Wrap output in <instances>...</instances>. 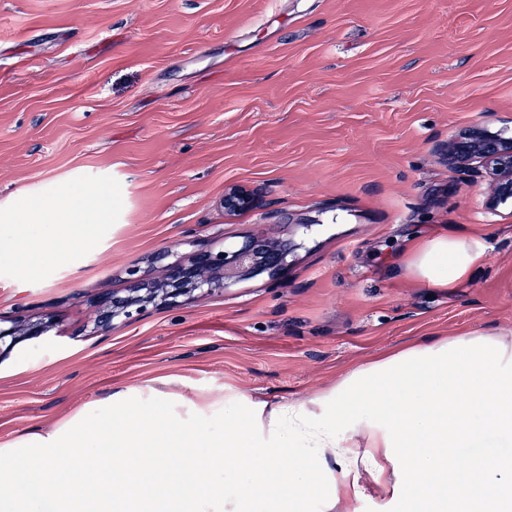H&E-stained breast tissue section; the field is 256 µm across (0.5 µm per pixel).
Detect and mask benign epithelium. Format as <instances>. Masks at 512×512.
I'll return each instance as SVG.
<instances>
[{
    "mask_svg": "<svg viewBox=\"0 0 512 512\" xmlns=\"http://www.w3.org/2000/svg\"><path fill=\"white\" fill-rule=\"evenodd\" d=\"M449 163L457 167L477 164L488 173L495 183V194L487 202V208L496 209L512 200V138L487 127L477 128L458 140L441 147ZM248 195L232 191L224 196V210L229 213L250 207ZM288 248L277 242L253 237L234 248L214 251L198 249L187 264L173 263L168 266L165 281H135V287L126 296L114 294L103 297L94 318V329L110 332L119 322H128L144 308L157 301L165 302L196 291L212 293L227 286L228 273L248 277L268 271L275 273L284 264ZM49 331L46 322H28L18 319L9 329H0V344L7 337L18 336L35 339Z\"/></svg>",
    "mask_w": 512,
    "mask_h": 512,
    "instance_id": "benign-epithelium-1",
    "label": "benign epithelium"
}]
</instances>
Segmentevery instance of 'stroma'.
<instances>
[{"label": "stroma", "mask_w": 512, "mask_h": 512, "mask_svg": "<svg viewBox=\"0 0 512 512\" xmlns=\"http://www.w3.org/2000/svg\"><path fill=\"white\" fill-rule=\"evenodd\" d=\"M484 124L512 136V0H0V232L111 200L72 257L8 237L0 327L52 326L0 353V448L119 388L306 401L403 346L512 334V205L438 152ZM441 227L482 266L395 274ZM254 235L287 244L278 274L94 331L101 296ZM108 207L109 205L101 193L95 192L71 198L63 210V214L76 213L81 220L80 224H96L106 213Z\"/></svg>", "instance_id": "stroma-1"}]
</instances>
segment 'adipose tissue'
I'll list each match as a JSON object with an SVG mask.
<instances>
[{
    "mask_svg": "<svg viewBox=\"0 0 512 512\" xmlns=\"http://www.w3.org/2000/svg\"><path fill=\"white\" fill-rule=\"evenodd\" d=\"M485 260L463 232L416 242L405 273L451 288ZM111 424L76 415L53 431L0 448V512H303L326 490L360 499L365 481L398 512H512V464H448L452 448H476L490 423L512 442V338H438L373 359L305 402L237 392L194 399L127 388L108 402ZM223 430H216V420ZM107 448L94 457L87 446ZM180 450L177 468L166 465ZM300 457L281 470L279 454ZM249 473L224 491V464ZM323 472L325 484L313 482ZM56 495H48L49 487Z\"/></svg>",
    "mask_w": 512,
    "mask_h": 512,
    "instance_id": "1",
    "label": "adipose tissue"
}]
</instances>
